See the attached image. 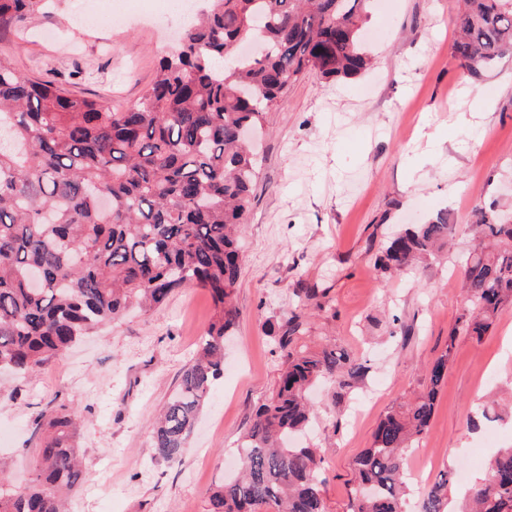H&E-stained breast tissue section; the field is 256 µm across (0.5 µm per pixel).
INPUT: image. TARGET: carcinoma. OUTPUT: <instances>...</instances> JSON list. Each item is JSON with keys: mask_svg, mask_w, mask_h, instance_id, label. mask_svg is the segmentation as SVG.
Wrapping results in <instances>:
<instances>
[{"mask_svg": "<svg viewBox=\"0 0 512 512\" xmlns=\"http://www.w3.org/2000/svg\"><path fill=\"white\" fill-rule=\"evenodd\" d=\"M43 0H0V28L36 14ZM370 0H206L182 28L177 51L139 102L113 107L23 77L0 57V369L35 372L136 305L149 313L186 284L209 292L216 313L195 359L153 427L157 459H181L199 410L224 375V339L238 309L239 233L258 176L249 134L314 71L356 75L368 58L360 39ZM454 56L474 77L512 56V0H463ZM455 236L443 215L386 239L375 264L410 273ZM472 310L449 336L479 342L512 305V211L475 209V235L461 257ZM301 301L328 307L316 288ZM301 323L282 324V368L240 446L239 474L210 495V512H325L319 449L290 446L314 414L310 389L340 399L365 365L334 346L299 345ZM452 348L428 370L426 389L380 420L353 461L349 512H405V458L430 424ZM44 439L30 483L0 470V512H64L81 471L76 414L37 416ZM448 477L429 488L421 512H444ZM461 512H512V448L488 463Z\"/></svg>", "mask_w": 512, "mask_h": 512, "instance_id": "carcinoma-1", "label": "carcinoma"}]
</instances>
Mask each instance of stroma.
<instances>
[{
  "label": "stroma",
  "instance_id": "35a3bbf8",
  "mask_svg": "<svg viewBox=\"0 0 512 512\" xmlns=\"http://www.w3.org/2000/svg\"><path fill=\"white\" fill-rule=\"evenodd\" d=\"M460 7L377 0L370 68L334 81L301 76L268 113L224 375L180 461L155 460L151 426L215 312L193 285L157 311H130L82 337L31 375L0 374V463L14 482L28 480L44 438L37 415L63 405L77 414L82 460L68 512H209L229 452L276 387L271 332L295 315L310 350L333 345L368 368L341 400L324 385L312 395L304 440L324 451L325 512H349L353 460L386 412L425 388L429 365L448 348L422 449L406 456L407 469L428 478L410 483L406 509L420 512L427 484L444 474L449 502H461L489 456L512 447V419L480 414L512 401V306L482 341L453 338L465 306L453 258L411 274L374 265L393 227L446 214L460 252L477 206L512 203V57L471 77L451 49ZM157 14L177 23L176 0H48L37 19L0 31V53L25 77L128 106L176 48L167 28L150 25ZM306 286L326 290L330 310L301 304Z\"/></svg>",
  "mask_w": 512,
  "mask_h": 512
}]
</instances>
